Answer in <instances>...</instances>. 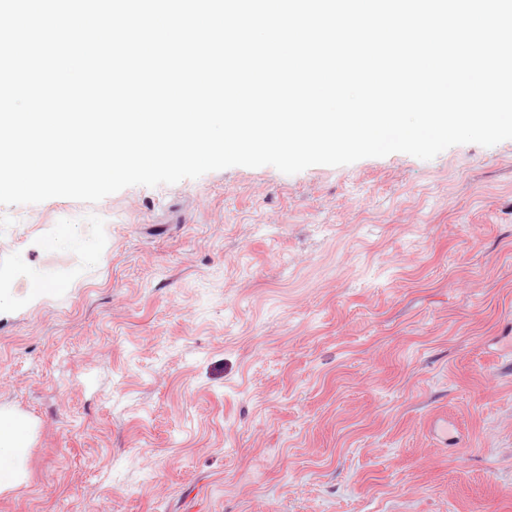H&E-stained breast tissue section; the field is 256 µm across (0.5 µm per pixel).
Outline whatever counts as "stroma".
<instances>
[{
  "instance_id": "35a3bbf8",
  "label": "stroma",
  "mask_w": 512,
  "mask_h": 512,
  "mask_svg": "<svg viewBox=\"0 0 512 512\" xmlns=\"http://www.w3.org/2000/svg\"><path fill=\"white\" fill-rule=\"evenodd\" d=\"M0 288V512H512V140L0 206ZM28 431L22 418L11 412L0 411V492L14 489L26 476L23 458L28 447Z\"/></svg>"
}]
</instances>
